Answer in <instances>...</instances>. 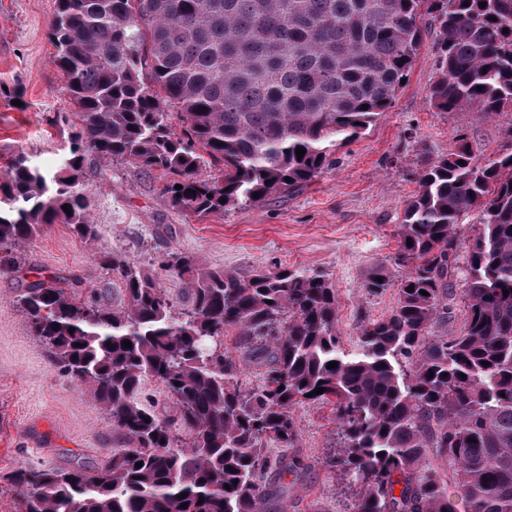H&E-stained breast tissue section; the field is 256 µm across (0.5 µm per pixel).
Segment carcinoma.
I'll use <instances>...</instances> for the list:
<instances>
[{"label": "carcinoma", "instance_id": "1", "mask_svg": "<svg viewBox=\"0 0 512 512\" xmlns=\"http://www.w3.org/2000/svg\"><path fill=\"white\" fill-rule=\"evenodd\" d=\"M424 15L436 34L433 107L512 114V0H56L48 35L80 132L56 168L19 154L0 180V268L49 224L96 237L90 151L172 175L171 206L202 217L303 186L393 107ZM458 142L423 157L398 227L397 306L361 326L353 352L336 331V289L314 273L244 276L172 253L161 266L187 287L178 315L157 277L109 258L122 307L52 281L24 289L31 335L125 447L93 472L16 471L21 512H262V443L295 447L292 410L306 402L333 406L339 464L360 487L352 512H512V144L482 158L468 135ZM206 165L221 175L200 179ZM470 219L481 231L461 256L456 229ZM460 274L463 330L435 336ZM252 364L261 385L230 383ZM148 378L174 413L140 402ZM430 453L451 469L454 494Z\"/></svg>", "mask_w": 512, "mask_h": 512}]
</instances>
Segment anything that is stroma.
I'll return each mask as SVG.
<instances>
[{
  "mask_svg": "<svg viewBox=\"0 0 512 512\" xmlns=\"http://www.w3.org/2000/svg\"><path fill=\"white\" fill-rule=\"evenodd\" d=\"M55 9V0H0V170L19 154L42 168L60 164L78 130L48 37ZM434 43V32L426 31L394 106L364 135L337 147L331 167L298 190L260 204L200 220L170 205L161 191L164 174L127 159L102 163L88 153L96 239H80L67 225L54 224L20 248L15 268L0 271V512H18L16 470L92 471L122 445L103 407L31 335L17 301L31 283L75 278L84 293L122 305L124 288L102 262L109 255L159 275L178 312L187 304L185 285L160 266L167 254L178 252L205 267L243 275L282 269L323 275L336 290V329L349 351L363 324L391 313L404 274L393 260L397 229L418 190L421 149L434 156L451 153L462 131L485 156L512 143L511 115L434 109ZM378 266L391 285L377 294L366 292V277ZM293 422L297 448L268 440L264 451L271 462L295 457L303 466L278 478L288 493L270 498L264 512H351L358 486L331 462L339 447L331 406L299 405Z\"/></svg>",
  "mask_w": 512,
  "mask_h": 512,
  "instance_id": "1",
  "label": "stroma"
}]
</instances>
